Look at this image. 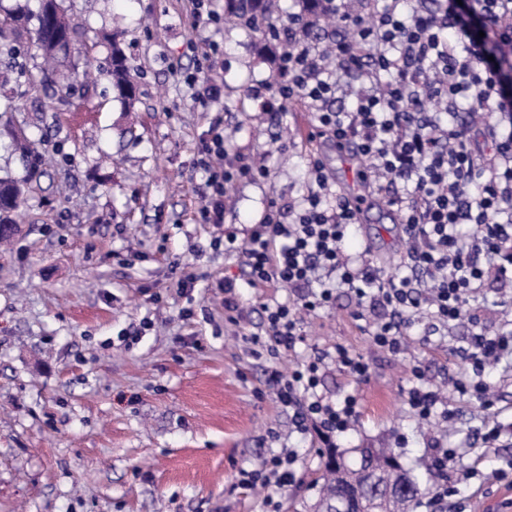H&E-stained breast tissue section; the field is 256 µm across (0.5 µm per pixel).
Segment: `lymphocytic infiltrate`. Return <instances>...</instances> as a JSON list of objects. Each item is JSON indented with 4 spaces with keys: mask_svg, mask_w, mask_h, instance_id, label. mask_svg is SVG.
Returning <instances> with one entry per match:
<instances>
[{
    "mask_svg": "<svg viewBox=\"0 0 512 512\" xmlns=\"http://www.w3.org/2000/svg\"><path fill=\"white\" fill-rule=\"evenodd\" d=\"M425 0H391L370 18L337 12L349 36L336 40V60L361 83L351 110L328 104L336 83L311 46L296 42L280 61V101H300L321 135L355 144L369 187L385 196L399 216L407 242V276L396 279L384 265L354 260L341 248L359 224L360 208L331 193L322 162H310L311 187L302 201L271 204L262 222L243 242L226 235V249L242 254L244 276L254 288H284L288 299L263 304L265 325L249 343L268 351H291L304 336L303 313L327 306L336 289L354 294L359 307L376 310L375 343L390 353H407L415 322H477L470 298L477 290L512 285V0H441L430 10ZM436 98L454 123L414 112L421 96ZM480 112L482 126L458 122L460 111ZM495 132L492 151L480 150L478 129ZM199 168L212 189L199 213L203 223L224 222V187L267 177L266 167L230 154L223 130L211 128ZM475 233L462 239L460 229ZM512 356V332L473 333L467 365L454 390L488 406L493 386L489 369ZM364 380L369 366L360 355L336 346L290 373L271 370L268 385L297 432L324 441L346 433L357 416L356 396L335 403L319 390L326 361ZM407 404L422 420L448 421L441 390L424 386L413 372ZM295 451L241 471L243 488L266 489L264 502L278 507L277 493L295 480Z\"/></svg>",
    "mask_w": 512,
    "mask_h": 512,
    "instance_id": "obj_1",
    "label": "lymphocytic infiltrate"
}]
</instances>
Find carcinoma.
Listing matches in <instances>:
<instances>
[{
    "label": "carcinoma",
    "instance_id": "obj_1",
    "mask_svg": "<svg viewBox=\"0 0 512 512\" xmlns=\"http://www.w3.org/2000/svg\"><path fill=\"white\" fill-rule=\"evenodd\" d=\"M64 2L41 0L36 12L16 7L10 17L24 22L22 26L10 25V17L0 18V56L29 87H36L43 77L17 63L20 56H40L58 62L68 58L72 51L89 53V46L82 40L85 27L71 21ZM295 7L299 25L291 34L306 38L323 59H328L332 41L322 37V33L332 14L327 12L324 0H296ZM281 12L280 0H224V23L255 40L257 62L269 64L274 78L278 76L280 59L290 48L288 36L282 35L274 24ZM120 35L121 30H113L107 67L103 69L88 58L82 75L94 69L108 76L114 98L131 111L138 102V88L133 68L117 42ZM12 142L28 163V177L38 175L39 155L25 132L14 131ZM27 184L25 179L0 178V242L15 235L8 225L15 223L12 214L25 202ZM398 461L399 455L392 448H362L358 458L352 448L328 449L310 512H414L415 505L433 487L436 471L429 461L418 470L406 468Z\"/></svg>",
    "mask_w": 512,
    "mask_h": 512
}]
</instances>
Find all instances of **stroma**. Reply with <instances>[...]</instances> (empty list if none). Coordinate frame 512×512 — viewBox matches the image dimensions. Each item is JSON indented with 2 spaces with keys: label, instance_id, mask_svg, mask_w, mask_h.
I'll return each instance as SVG.
<instances>
[{
  "label": "stroma",
  "instance_id": "stroma-1",
  "mask_svg": "<svg viewBox=\"0 0 512 512\" xmlns=\"http://www.w3.org/2000/svg\"><path fill=\"white\" fill-rule=\"evenodd\" d=\"M108 47L113 17L123 19L121 46L137 69L139 100L123 111L108 80L90 100L62 97L53 79L16 98L0 121V170L21 176L11 128L36 144L42 175L30 184L20 232L0 248V512H262L261 489L239 488L241 470L270 452L294 449L297 481L280 495L281 512L312 503L324 457L315 433L294 432L276 403L269 370L303 363L314 351L343 345L369 360V378L329 368L321 390L330 400L355 394L356 423L343 448H392L410 468L429 456L440 427L416 419L406 404L410 368L421 361L434 385L462 369L457 354L474 331L455 323L418 336L411 354L377 350L356 301L337 289L329 307L302 326L297 351L254 358L237 328L264 326L260 303L284 300L282 288L242 285L244 319L224 320L225 278L241 281L238 253L210 248L221 231L246 240L272 201L297 199L308 186L310 156L322 158L331 189L362 192L361 164L322 139H311V114L249 102L243 90L268 79L240 31L195 29L192 0H67ZM218 42L223 54L206 76L219 85L217 103L194 101L184 73L197 57L190 43ZM234 151L263 157L267 179L228 185L223 227L201 223L210 193L196 161L215 123ZM358 232L344 243L369 252L390 274L403 270L398 215L368 197ZM203 254H196V247ZM194 274L192 297L177 282ZM490 408L461 403L448 443L465 452L449 476L464 470L460 512H512V482L495 470L512 457V368L497 367ZM505 425L494 446L478 441L483 425Z\"/></svg>",
  "mask_w": 512,
  "mask_h": 512
}]
</instances>
